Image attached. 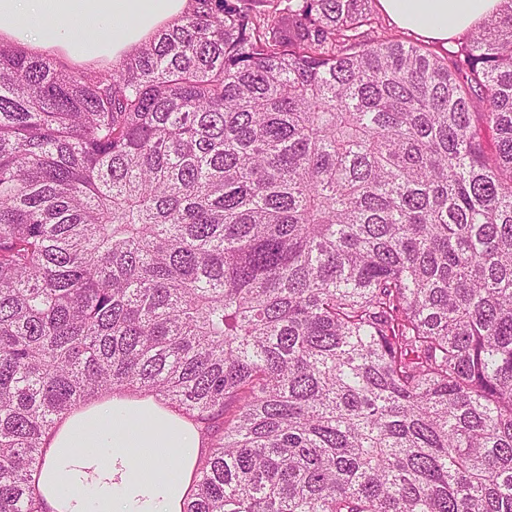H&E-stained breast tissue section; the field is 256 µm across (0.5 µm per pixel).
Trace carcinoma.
<instances>
[{"mask_svg": "<svg viewBox=\"0 0 512 512\" xmlns=\"http://www.w3.org/2000/svg\"><path fill=\"white\" fill-rule=\"evenodd\" d=\"M260 2L0 45V512L114 390L204 425L182 512H512V0L451 67Z\"/></svg>", "mask_w": 512, "mask_h": 512, "instance_id": "cac0c4a2", "label": "carcinoma"}]
</instances>
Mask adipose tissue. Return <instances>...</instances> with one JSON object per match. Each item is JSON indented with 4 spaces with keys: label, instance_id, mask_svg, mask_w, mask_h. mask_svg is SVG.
I'll use <instances>...</instances> for the list:
<instances>
[{
    "label": "adipose tissue",
    "instance_id": "1",
    "mask_svg": "<svg viewBox=\"0 0 512 512\" xmlns=\"http://www.w3.org/2000/svg\"><path fill=\"white\" fill-rule=\"evenodd\" d=\"M402 29L446 43L503 0H379ZM191 9V0H0V41L73 63H118ZM203 439L154 395L110 392L59 421L33 496L39 512H181Z\"/></svg>",
    "mask_w": 512,
    "mask_h": 512
}]
</instances>
